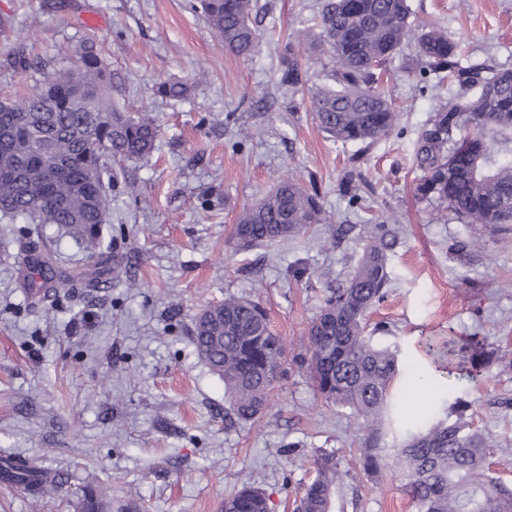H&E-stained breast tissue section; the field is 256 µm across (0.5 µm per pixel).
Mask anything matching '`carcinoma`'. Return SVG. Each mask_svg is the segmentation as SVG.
Here are the masks:
<instances>
[{
    "label": "carcinoma",
    "instance_id": "carcinoma-1",
    "mask_svg": "<svg viewBox=\"0 0 512 512\" xmlns=\"http://www.w3.org/2000/svg\"><path fill=\"white\" fill-rule=\"evenodd\" d=\"M200 8L224 49L252 55L258 45L257 0H187ZM416 38L418 54L439 81L458 90L435 113L433 128L417 149L423 171L418 193L475 229L512 224V70L465 66L459 43L429 27L415 34L407 0H322L318 31L300 30L285 46L281 81L303 83L300 50L328 48L336 87L318 89L312 106L320 127L341 143L371 144L398 123L391 100L378 89L379 71ZM113 73L87 51L77 63L45 76L20 107L0 101V217L29 224H56L87 244L89 259L100 246L108 197L116 187L105 162L138 161L155 150L159 125L148 112H128L108 98ZM481 86L470 94L473 86ZM192 83H157L162 97L182 99ZM321 221L317 195L289 175L257 203L246 207L232 237L241 250L306 234ZM362 255L345 285L325 301L306 336L304 367L315 393L336 408H348L366 431L359 463L366 473L381 464V433L399 373L396 351L373 341L368 311L389 285L388 256L394 231L364 227ZM27 286L54 287L55 272L36 244L27 250ZM192 340L211 373L224 382L229 410L240 423L266 407L282 375L286 351L258 301L230 295L195 315ZM496 444L471 429L464 415L409 432L396 460L416 512H512V489L489 475ZM315 476L296 504L298 512H330L341 479L336 454L315 449ZM11 482L37 496L57 489V476L38 463H0ZM77 512H107L105 492L89 489ZM264 489L244 482L224 498L223 512H268Z\"/></svg>",
    "mask_w": 512,
    "mask_h": 512
}]
</instances>
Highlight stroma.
Instances as JSON below:
<instances>
[{"instance_id": "1", "label": "stroma", "mask_w": 512, "mask_h": 512, "mask_svg": "<svg viewBox=\"0 0 512 512\" xmlns=\"http://www.w3.org/2000/svg\"><path fill=\"white\" fill-rule=\"evenodd\" d=\"M417 24L464 45L471 64L512 69V0H407ZM261 39L248 57L218 42L185 0H0V99L20 104L39 86L15 68L24 51L46 69L86 46L122 85L115 101L158 118L153 154L112 163L118 192L103 230L112 280L73 283L43 298L23 285L28 240L41 238L57 270L85 267L84 245L54 224L0 221V458L35 459L61 484L39 498L0 478V512H74L86 489L108 488L111 512H221L251 479L270 512H292L314 475L313 451H335L343 480L333 512H414L393 456L400 417L415 405L416 379L434 393L425 417L454 420L457 400L472 426L497 443L495 477L512 486V227L478 237L470 261L458 242L470 225L422 199L419 141L454 90L420 74L417 43L381 84L399 124L374 144L334 141L311 95L332 85L327 51L299 57L305 83L282 84L284 46L315 26L320 0H258ZM193 79L184 99L158 81ZM318 194L322 221L300 238L237 250L241 210L286 175ZM395 224L388 296L368 314L374 339L396 349L399 418L384 429L377 473L359 467L365 431L349 409L324 405L299 360L301 339L363 247L335 241L340 225ZM230 295L259 301L287 346L285 374L265 409L240 424L225 414L224 384L199 359L193 319Z\"/></svg>"}]
</instances>
